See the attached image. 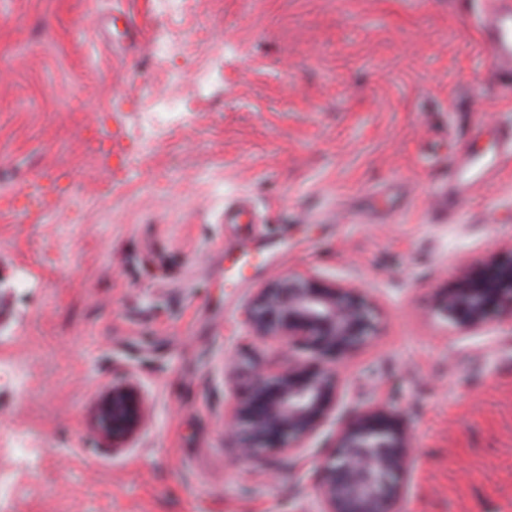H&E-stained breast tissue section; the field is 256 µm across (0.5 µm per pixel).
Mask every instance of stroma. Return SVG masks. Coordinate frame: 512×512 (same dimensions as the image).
<instances>
[{
	"label": "stroma",
	"instance_id": "35a3bbf8",
	"mask_svg": "<svg viewBox=\"0 0 512 512\" xmlns=\"http://www.w3.org/2000/svg\"><path fill=\"white\" fill-rule=\"evenodd\" d=\"M488 0H0V469L8 512H320L324 445L386 403L413 434L398 512H512V318L436 303L512 247V85ZM254 224H228L240 200ZM309 269L380 331L336 367L305 448L236 455L224 414L286 360L255 290ZM150 398L115 454L91 413ZM25 437L31 449L11 448ZM498 1L504 3L482 19L481 39L491 49L493 69L512 82V4L508 0ZM510 158L511 152L506 155L505 152L502 151L486 159L478 168H476L477 162L470 166H462L459 162H456L448 171V188H457L460 185H468L477 180L474 176H479L481 169L487 170L498 168L506 159ZM149 419V402L131 380L112 382L93 408L92 423L101 444L119 453L137 439Z\"/></svg>",
	"mask_w": 512,
	"mask_h": 512
}]
</instances>
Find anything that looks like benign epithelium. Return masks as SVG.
Returning <instances> with one entry per match:
<instances>
[{
	"label": "benign epithelium",
	"instance_id": "1",
	"mask_svg": "<svg viewBox=\"0 0 512 512\" xmlns=\"http://www.w3.org/2000/svg\"><path fill=\"white\" fill-rule=\"evenodd\" d=\"M456 325L477 329L500 310L512 313V249L493 272L467 271L437 303ZM372 303L351 285L327 284L305 271L256 289L244 318L257 337L282 341L288 353L305 352L307 364L288 358L225 417V430L251 455L296 450L328 417L336 401L331 365L342 360L373 327ZM149 419V402L131 380L112 383L93 408L101 444L119 453ZM411 437L384 405H371L341 428L328 446L321 472L322 512H393L401 478L412 463Z\"/></svg>",
	"mask_w": 512,
	"mask_h": 512
}]
</instances>
